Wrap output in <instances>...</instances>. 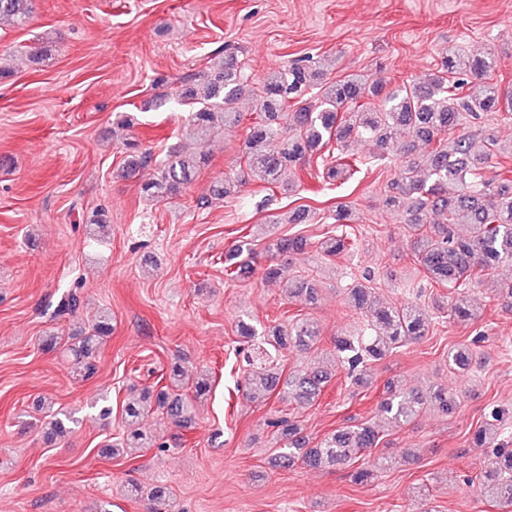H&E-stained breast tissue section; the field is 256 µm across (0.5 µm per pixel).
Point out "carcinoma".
<instances>
[{
	"instance_id": "1",
	"label": "carcinoma",
	"mask_w": 512,
	"mask_h": 512,
	"mask_svg": "<svg viewBox=\"0 0 512 512\" xmlns=\"http://www.w3.org/2000/svg\"><path fill=\"white\" fill-rule=\"evenodd\" d=\"M33 14V0H0V24H26ZM490 57L462 51L443 57L441 66L428 78L397 91H386L385 77L374 79L350 74L330 85L322 83V58L306 56L289 67L277 69L252 82L236 69L233 57L219 54L208 60L207 71L191 77L183 98L192 112L183 128L182 143L162 156L127 144V155L118 167L121 176L136 177L145 169L153 177L142 185L144 198L160 202L180 194L207 162L198 143L218 129L245 127L243 164L237 172L211 187L197 207L236 196L245 185L258 181L273 190L285 171L310 163L320 155L321 178L328 185L358 173L382 170L391 157H406L400 176L391 183L394 194L385 206L414 235L415 258L424 270L423 281L431 288L449 290L447 304L436 310L446 319L475 321L470 308L471 287L502 264L512 266V179L504 176L512 166V145L504 147L487 127L492 113L512 111V89L493 81ZM252 98L251 112H242L240 100ZM407 133L399 145L395 134ZM374 142L367 156L352 150L358 139ZM431 147L426 161L414 157L416 147ZM352 209L336 206L334 223L322 234L318 245L328 257H345L354 251ZM466 226L469 235L459 228ZM252 235L239 236L224 261V275L241 272L234 259L253 254ZM307 246L302 237L280 238L269 245L277 253H298ZM288 294L307 304L318 299V288L306 278L289 280ZM348 304L372 312L366 330L359 336L333 339L328 353L334 369L342 370L346 382L356 386L370 383L375 362L401 351L427 335L433 317L417 304L386 306L372 296V289L356 283L346 289ZM237 334L243 347V396L263 403L276 396L284 403L309 404L334 377L328 369L314 365L288 376L284 390L277 391L280 377L276 355L284 350L315 351L322 342L317 323L300 313L287 317V324L260 334L238 321ZM112 335V314L103 310L85 332L75 336L52 334L43 347L61 350L71 358L72 373L83 379L94 373L91 359L104 338ZM477 354L476 342L463 345L448 356L449 364L467 370ZM209 376L190 379L185 367L172 363L167 373L143 388L133 387L123 404L122 436L101 445V454L115 458L126 448H174L181 445L180 431L193 427L196 402L210 392ZM432 405L453 414L459 396L442 386L424 393L388 386L378 404L382 421H365L342 426L327 433L315 446L306 444L301 425L287 410L277 411L267 421L275 447L274 464L288 468L299 462L312 469L344 467L357 463L377 447L380 434L394 426L409 424L424 406ZM157 411L171 421L177 432L152 435L140 422ZM506 411L490 407L476 429L473 440L495 452L485 458L479 473L483 495L493 506H512V438L506 435ZM79 420L53 411L42 429L44 443L55 445L72 434ZM390 468L386 457L373 459L351 473L356 484L368 482ZM128 494L150 502V512H173L172 492L164 484L146 489L135 480L127 483Z\"/></svg>"
}]
</instances>
